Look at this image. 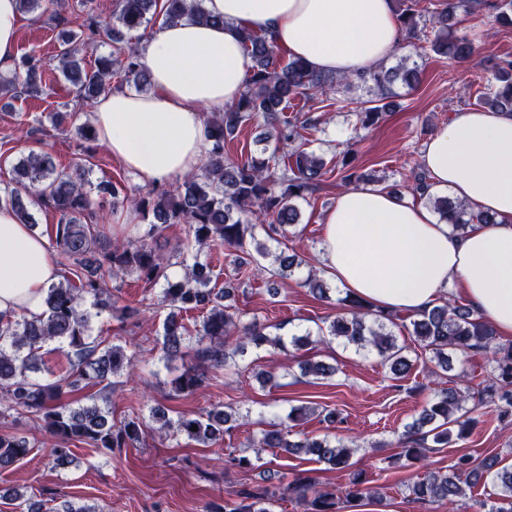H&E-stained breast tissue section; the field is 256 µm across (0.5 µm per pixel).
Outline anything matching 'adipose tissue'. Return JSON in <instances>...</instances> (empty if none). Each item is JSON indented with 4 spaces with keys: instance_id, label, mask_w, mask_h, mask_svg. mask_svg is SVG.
Masks as SVG:
<instances>
[{
    "instance_id": "adipose-tissue-1",
    "label": "adipose tissue",
    "mask_w": 512,
    "mask_h": 512,
    "mask_svg": "<svg viewBox=\"0 0 512 512\" xmlns=\"http://www.w3.org/2000/svg\"><path fill=\"white\" fill-rule=\"evenodd\" d=\"M220 26L184 20L140 44L154 91H112L93 107L97 139L144 182L197 169L207 147L203 115L240 97L251 68L241 28L269 34L321 73L355 76L388 61L404 39L394 0H203ZM17 0H0V71L17 58ZM431 184L493 216L465 237L433 209L370 186L342 190L323 217L321 262L336 284L385 311L420 312L450 286L512 338V113L464 109L426 141ZM59 275L46 241L0 210V314L34 317Z\"/></svg>"
}]
</instances>
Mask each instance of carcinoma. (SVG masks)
Instances as JSON below:
<instances>
[{"instance_id": "obj_1", "label": "carcinoma", "mask_w": 512, "mask_h": 512, "mask_svg": "<svg viewBox=\"0 0 512 512\" xmlns=\"http://www.w3.org/2000/svg\"><path fill=\"white\" fill-rule=\"evenodd\" d=\"M478 0H446V6L427 17L418 9L416 0H397V17L407 37L422 39L431 50L458 61L473 53L471 40L448 37L449 21L457 13H466ZM20 12L50 13L57 25L67 24L60 0H18ZM162 17L163 24L184 19L213 25L224 19L208 14L201 0H116L110 17L89 16L77 30L62 29L56 68L76 89L78 101L85 109L110 90L111 79L118 86H134L142 91L151 84L141 60L138 44L131 33L148 25L153 17ZM111 42L113 51L100 56L87 68L79 47L95 48ZM242 42L252 65L244 91L238 101L222 112H212L206 120L207 158L204 166L184 175L171 185H156L144 197L121 195L112 186V204L126 202L142 213L147 223L141 225L135 239L113 241L101 245L103 233L99 224L107 219L102 205L95 204L87 188L84 170L59 172L51 154H31L14 167V187L0 191V208L12 210L22 224L32 223L27 201L39 202L60 214L55 228V245L62 265L72 269L71 276L47 288L45 309L38 317L24 315L7 318L0 315V417L11 413L32 414L52 441L51 455L56 467L65 468L73 462L71 448L75 442L99 450L114 452L145 442L147 425L138 415H129L118 423L108 420L105 408L112 405V378L134 366L135 355L103 336L89 334L91 312L84 302L102 313L114 307L110 289L102 274L135 273L150 284L163 283L161 303L169 307L163 320L161 351L164 358L180 356L189 364L171 384L175 392L194 395L209 387L219 371L238 373V358L247 347L269 346L285 352L292 347L319 344L338 339L344 346L358 352H376L381 364L389 367L397 378L405 377L416 366L432 374L453 369V354L482 350L490 353L491 370L478 398L477 405L500 416L512 415V343L497 342L494 328L484 322L472 308L449 298L442 304L416 315L410 321L409 335L417 342L422 355L411 356L406 346L398 343L388 326L397 316L375 311L363 300L347 294L339 299L342 313L326 327L317 331L303 330L290 336L272 334L269 325L246 314L226 300L235 295L237 286L228 281L224 287L214 286L213 268L199 258L205 248L222 247L231 252L237 268H253L256 275L268 273L284 278L302 264L297 253L283 250L272 256L264 245L256 242L260 229L270 240L288 238L290 229L298 224L297 202L305 198L326 175V162L315 152L288 146L304 138L303 132L318 122L310 116L299 119L287 116L285 110L295 100L307 101L331 85L350 88L355 83L376 87L368 99L345 98L357 104L356 115L362 125L374 124L391 103L390 85L400 79L406 84L417 80V72H396L378 66L355 78L330 77L318 73L297 58L281 62L279 49L263 32L242 29ZM47 64L29 56L23 61V72L10 78L0 77V100L22 96L37 99L43 94ZM493 86L480 98L483 106L495 111L512 112V61L504 60ZM262 117L270 128L269 140L260 144L256 154L240 162L224 160V142L243 125ZM75 132L87 141L96 140L94 126L79 121L78 112H67ZM403 189L415 196L428 198L441 217L453 214L452 232L467 233L474 222L492 224L487 215L474 214L460 201L431 193V184L424 173L406 179ZM166 224H186L190 240L177 250L165 253L162 230ZM179 266L183 276L172 280L170 268ZM197 312L196 344H191L190 329L182 323L181 314ZM50 342L69 357L67 373L57 380L37 381L30 376L38 353ZM306 376L328 378L335 368L322 361L307 360L302 365ZM102 386L100 399L71 409L61 402L64 393ZM467 398L451 385L434 394L418 419L407 430L397 460L420 461L436 448L450 443L452 428L457 436L465 435L472 422L467 416ZM240 414L223 410L205 415L182 414L175 422L159 418L158 432L174 430L189 441L206 446L223 438L238 421ZM197 430H192V426ZM251 448H270L279 455H305L333 469L349 467L351 449L328 437L293 436L291 427L262 430L249 442ZM29 442L24 437L0 432V469H6L26 457ZM487 478L496 488L497 501L482 504L486 512H512V466L500 465L493 456L481 461L469 454L456 458L448 471H430L407 485L411 501L427 505L444 502L450 512L459 509L468 499V491ZM368 480L361 471L352 474L342 495L322 489L309 475L299 476L288 487L289 492L305 502L306 512H342L344 504L372 496ZM280 494V486L272 484L257 492H245L239 499L212 505L210 512H272L271 506Z\"/></svg>"}]
</instances>
